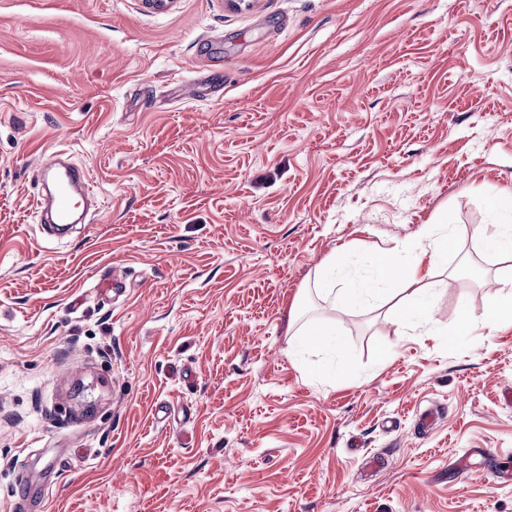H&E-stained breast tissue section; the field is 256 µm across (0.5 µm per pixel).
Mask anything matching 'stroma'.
<instances>
[{
  "instance_id": "obj_1",
  "label": "stroma",
  "mask_w": 512,
  "mask_h": 512,
  "mask_svg": "<svg viewBox=\"0 0 512 512\" xmlns=\"http://www.w3.org/2000/svg\"><path fill=\"white\" fill-rule=\"evenodd\" d=\"M59 149L101 202L61 237ZM509 188L512 0H0V512H512L468 455L512 466ZM438 217L432 335L318 294ZM66 152L57 151L39 165L37 174L38 192L34 195L36 213L50 212V223L56 225L72 224L76 208V196L84 202V210L89 211L95 204L86 171L64 158ZM51 186L47 193L43 189ZM509 200V208L502 209L496 205L500 217H506V221L499 224H491L493 230L482 233L474 242L476 251L489 255L499 256L502 254H512V195L506 196ZM320 283L324 288L323 291L328 296H333L334 303H336V284L338 283H349V277L346 273V257L345 252H340L330 259L327 265H325L323 272L319 279ZM484 320L491 326L506 321L512 322V292L491 300L484 310ZM293 336H299L301 340H305L309 347H317L325 342L332 341L336 343L335 336L330 326L321 320H310L307 327L302 331H297Z\"/></svg>"
}]
</instances>
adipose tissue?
I'll use <instances>...</instances> for the list:
<instances>
[{"label": "adipose tissue", "mask_w": 512, "mask_h": 512, "mask_svg": "<svg viewBox=\"0 0 512 512\" xmlns=\"http://www.w3.org/2000/svg\"><path fill=\"white\" fill-rule=\"evenodd\" d=\"M454 234L449 225L436 222L422 225L404 244L413 253L414 260L401 265L397 251L375 255L374 264L382 280L395 281L390 293L379 288L349 286L344 254L334 255L325 265L320 282L327 295H340L343 301L363 300L381 302L392 298L393 304L385 315L387 323L403 329L410 326H428L433 322L432 305L420 284L433 276L448 255Z\"/></svg>", "instance_id": "obj_1"}]
</instances>
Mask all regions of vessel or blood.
I'll return each mask as SVG.
<instances>
[{"instance_id": "obj_1", "label": "vessel or blood", "mask_w": 512, "mask_h": 512, "mask_svg": "<svg viewBox=\"0 0 512 512\" xmlns=\"http://www.w3.org/2000/svg\"><path fill=\"white\" fill-rule=\"evenodd\" d=\"M37 185L40 192L33 198L35 209L49 211L54 225L72 223L77 204H84L88 209L95 204L86 171L60 151L40 164Z\"/></svg>"}]
</instances>
